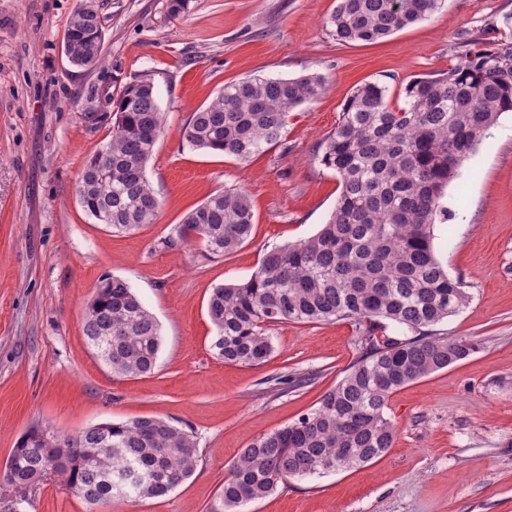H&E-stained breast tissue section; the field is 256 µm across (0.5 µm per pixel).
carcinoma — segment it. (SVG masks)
<instances>
[{"mask_svg":"<svg viewBox=\"0 0 512 512\" xmlns=\"http://www.w3.org/2000/svg\"><path fill=\"white\" fill-rule=\"evenodd\" d=\"M443 0H339L326 21L336 41L374 42L437 11ZM66 36L76 66L101 63L104 29L98 7L78 5ZM324 78L250 77L227 84L181 130L194 150L246 162L286 140L288 114L321 95ZM394 108L388 89L358 86L336 128L323 140L321 164L341 191L328 222L313 236L266 252L249 279L221 285L208 299L212 349L227 364L258 366L273 345L266 327L283 321L348 320L357 356L318 405L242 449L213 512H245L294 478L364 466L392 447L390 397L475 352L450 339L443 321L468 301L433 248L440 199L485 132L512 112V41L468 50L448 72L405 87ZM111 138L85 163L77 186L96 223L131 234L155 223L161 204L146 168L164 128L153 83L125 84ZM254 228L249 195L226 188L188 210L165 244L194 239L213 256L235 252ZM83 334L112 374L138 377L157 363L162 336L154 315L129 283L102 278L88 300ZM46 430L28 429L11 450L10 484L27 488L53 471L89 507L133 496L167 495L195 473L193 435L153 416L85 427L62 440L68 463L48 465ZM93 448L85 458L81 449Z\"/></svg>","mask_w":512,"mask_h":512,"instance_id":"obj_1","label":"carcinoma"}]
</instances>
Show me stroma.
<instances>
[{"label":"stroma","mask_w":512,"mask_h":512,"mask_svg":"<svg viewBox=\"0 0 512 512\" xmlns=\"http://www.w3.org/2000/svg\"><path fill=\"white\" fill-rule=\"evenodd\" d=\"M79 0H0V465L28 427L61 434L103 421L161 416L197 442L195 474L157 499H117L98 512H210L242 448L315 407L357 354L349 321L279 323L259 366L214 354L212 288L248 279L264 253L314 235L340 193L320 164L355 87L387 86L395 105L413 79L446 72L512 0H444L427 20L377 43H337L325 21L338 0H97L104 60L70 64L62 51ZM324 77L321 97L293 111L284 145L248 162L181 144V129L224 84L261 76ZM146 77L166 119L146 171L162 202L155 223L115 235L81 207L86 160L109 139L107 96ZM245 190L254 232L235 253L163 245L183 214L226 188ZM466 193V208L457 196ZM433 245L468 304L442 325L476 344L466 359L399 389L397 426L372 463L291 480L249 512H512V112L503 113L449 184ZM126 279L157 318L155 370L111 374L82 333L105 276ZM311 385L291 387L295 375ZM0 512H89L61 478L0 486Z\"/></svg>","instance_id":"1"}]
</instances>
